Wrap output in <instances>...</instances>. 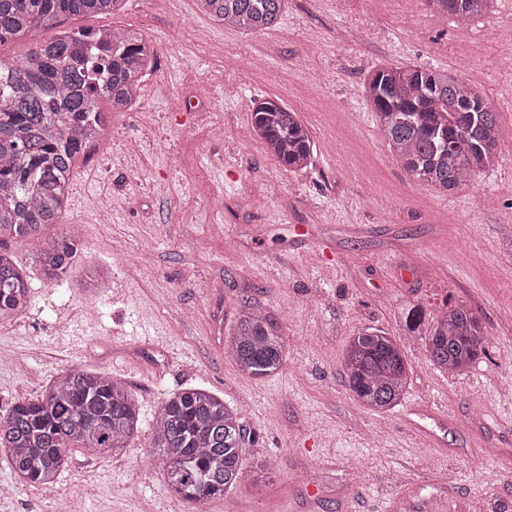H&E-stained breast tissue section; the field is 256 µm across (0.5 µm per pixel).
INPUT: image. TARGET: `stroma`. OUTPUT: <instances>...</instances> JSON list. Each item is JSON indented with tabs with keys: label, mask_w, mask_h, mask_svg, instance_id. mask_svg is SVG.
Returning <instances> with one entry per match:
<instances>
[{
	"label": "stroma",
	"mask_w": 512,
	"mask_h": 512,
	"mask_svg": "<svg viewBox=\"0 0 512 512\" xmlns=\"http://www.w3.org/2000/svg\"><path fill=\"white\" fill-rule=\"evenodd\" d=\"M65 29L131 28L154 48L134 110L75 162L48 234L80 228L69 287L33 279L0 321V415L77 366L121 381L142 426L126 451L72 449L57 485L73 512H191L165 489L150 422L169 394L204 388L252 431L243 478L204 512H495L512 504V8L461 24L424 0H288L271 30L215 23L195 0H127ZM457 71L501 113L499 164L451 194L418 182L381 141L372 67ZM298 112L317 152L290 170L252 128L254 99ZM112 284L85 288L96 272ZM283 321L287 361L244 376L224 351L241 299ZM462 304L487 354L440 371L406 315ZM366 327L395 338L402 403L356 402L342 350ZM0 512H50L0 454Z\"/></svg>",
	"instance_id": "35a3bbf8"
}]
</instances>
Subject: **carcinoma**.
Listing matches in <instances>:
<instances>
[{
    "label": "carcinoma",
    "mask_w": 512,
    "mask_h": 512,
    "mask_svg": "<svg viewBox=\"0 0 512 512\" xmlns=\"http://www.w3.org/2000/svg\"><path fill=\"white\" fill-rule=\"evenodd\" d=\"M123 0H0V44L66 16L108 14ZM212 20L245 32L275 27L288 0H196ZM441 18L466 23L496 0H427ZM153 52L142 33L122 28L64 30L31 45L24 57L0 60V242L42 234L68 205L74 160L106 139L114 112L138 100L139 79ZM381 137L414 179L445 192L471 186L499 163L500 114L484 95L449 70L382 65L364 84ZM253 130L288 169H304L313 142L297 112L270 99L253 101ZM69 230L43 239L36 264L52 282L78 257ZM31 275L0 248V320L27 310ZM476 314L453 305L424 337L433 365L461 374L486 353ZM224 349L245 376L278 373L287 358L280 317L248 300L238 305ZM349 391L364 408L385 413L404 399L408 373L397 341L376 327L351 337L342 353ZM141 428L128 389L101 373L63 370L41 395L14 400L0 417V452L20 482L50 489L73 446L97 456L130 446ZM166 489L193 505L224 496L244 476L247 432L238 409L203 388L171 393L153 422Z\"/></svg>",
    "instance_id": "carcinoma-1"
}]
</instances>
